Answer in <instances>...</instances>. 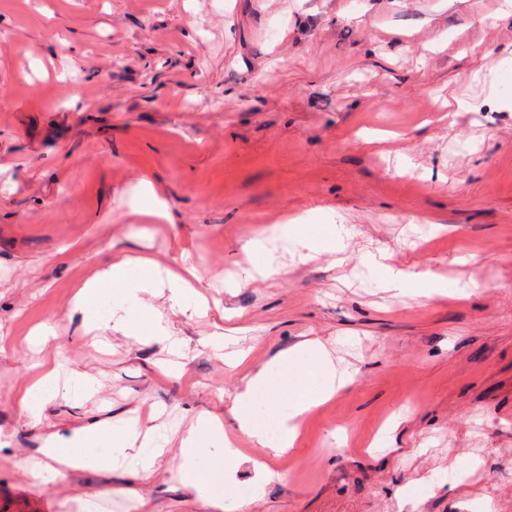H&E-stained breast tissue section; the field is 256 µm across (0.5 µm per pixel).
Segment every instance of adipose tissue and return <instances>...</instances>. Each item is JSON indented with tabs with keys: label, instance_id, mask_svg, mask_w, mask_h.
Returning <instances> with one entry per match:
<instances>
[{
	"label": "adipose tissue",
	"instance_id": "ef3b65f1",
	"mask_svg": "<svg viewBox=\"0 0 512 512\" xmlns=\"http://www.w3.org/2000/svg\"><path fill=\"white\" fill-rule=\"evenodd\" d=\"M160 277L152 263L132 265L122 257L113 258L107 268L95 275L81 289L79 308L88 319L99 318L98 301L113 297L112 321L116 328L130 335L148 334L160 337L164 328L154 318L146 300L150 288ZM347 383L335 366L324 357H296L270 373L254 378L245 393L237 399L240 425L250 432L261 447L277 446L278 450L292 447L297 431V418L311 407L330 398ZM278 415L280 437L270 441L259 411Z\"/></svg>",
	"mask_w": 512,
	"mask_h": 512
}]
</instances>
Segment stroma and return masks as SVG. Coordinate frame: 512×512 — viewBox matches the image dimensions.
<instances>
[{"mask_svg": "<svg viewBox=\"0 0 512 512\" xmlns=\"http://www.w3.org/2000/svg\"><path fill=\"white\" fill-rule=\"evenodd\" d=\"M502 3L0 0V512H84L91 498L132 512H512ZM449 101L462 104L451 125ZM151 185L166 215L145 220L133 209ZM287 215L350 227L344 267L299 254ZM118 254L193 270L205 311L173 308L161 284L150 300L167 340L89 329L75 296ZM366 254L479 287L400 295ZM257 261L278 275L229 283ZM313 346L352 381L266 454L237 397ZM54 370L59 393L32 422L20 398ZM204 417L226 439L193 461L212 500L175 471ZM102 423L92 450L112 467L45 455ZM127 424L163 448L149 478L126 464ZM228 444L239 453L215 470ZM243 483L256 492L241 500Z\"/></svg>", "mask_w": 512, "mask_h": 512, "instance_id": "stroma-1", "label": "stroma"}]
</instances>
